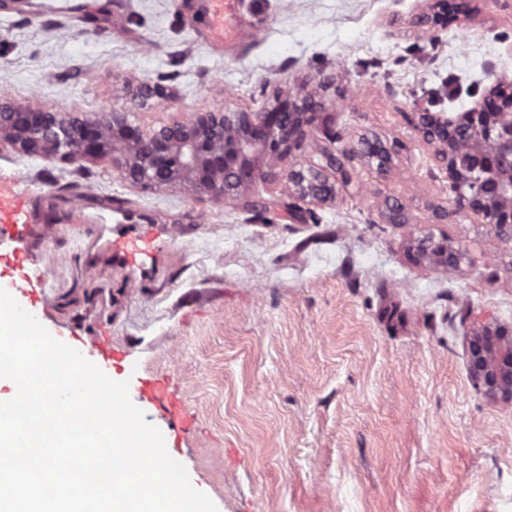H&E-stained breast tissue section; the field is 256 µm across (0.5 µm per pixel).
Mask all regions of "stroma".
<instances>
[{
	"instance_id": "1",
	"label": "stroma",
	"mask_w": 512,
	"mask_h": 512,
	"mask_svg": "<svg viewBox=\"0 0 512 512\" xmlns=\"http://www.w3.org/2000/svg\"><path fill=\"white\" fill-rule=\"evenodd\" d=\"M84 1L0 0V93L84 119L125 107L147 128L312 96L322 115L296 155H339L337 194L300 205L268 158L251 209L126 181L108 156L0 145V183L29 190L37 218L28 249L0 246V271L47 268L53 324L106 342L113 380H169L188 430L152 405L145 419L218 512H512V404L467 356L479 326L512 327V247L456 213L411 120L512 79V0H469L429 31L434 0H239L226 26L249 38L222 53L209 0ZM365 138L395 146L386 170ZM395 201L407 223H388ZM136 234L156 238L146 272L106 250ZM424 235L462 246L459 267L413 262Z\"/></svg>"
}]
</instances>
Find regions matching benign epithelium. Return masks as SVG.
Instances as JSON below:
<instances>
[{
	"mask_svg": "<svg viewBox=\"0 0 512 512\" xmlns=\"http://www.w3.org/2000/svg\"><path fill=\"white\" fill-rule=\"evenodd\" d=\"M466 0H436L418 22L434 29L456 22ZM320 105L308 98L279 94L258 112H195L160 128L145 129L112 110L108 121L77 119L34 109L0 96V144L24 156L67 161H93L116 152L119 175L157 188L180 187L256 203L242 191L262 177L260 160L269 156L283 165L289 189L304 202L317 205L336 196L330 172L339 164L327 156L326 166L305 165L294 154L314 129ZM423 138L435 147L455 192V212L470 213L491 225L498 239L512 244V81L493 84L467 112L413 113ZM361 151L377 167H386L394 147L381 141ZM409 254L417 263L456 269L464 256L448 238L414 239ZM473 377L493 396L512 402V331L484 327L468 342Z\"/></svg>",
	"mask_w": 512,
	"mask_h": 512,
	"instance_id": "obj_1",
	"label": "benign epithelium"
}]
</instances>
